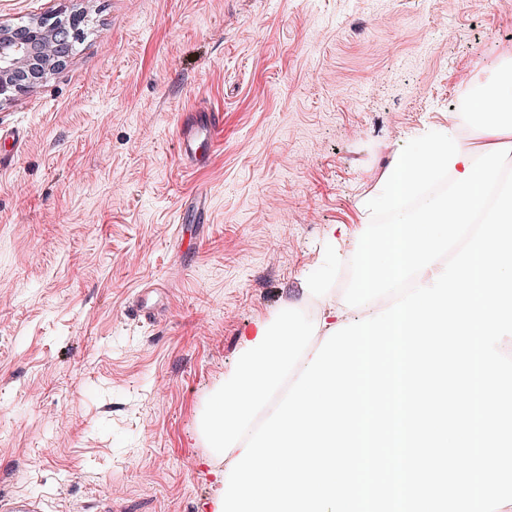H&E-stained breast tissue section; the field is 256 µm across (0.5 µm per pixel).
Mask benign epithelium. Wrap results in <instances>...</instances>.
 Here are the masks:
<instances>
[{
	"instance_id": "obj_1",
	"label": "benign epithelium",
	"mask_w": 512,
	"mask_h": 512,
	"mask_svg": "<svg viewBox=\"0 0 512 512\" xmlns=\"http://www.w3.org/2000/svg\"><path fill=\"white\" fill-rule=\"evenodd\" d=\"M80 17L0 24V103L62 67L80 34Z\"/></svg>"
}]
</instances>
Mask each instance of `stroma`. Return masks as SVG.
I'll return each instance as SVG.
<instances>
[{
    "mask_svg": "<svg viewBox=\"0 0 512 512\" xmlns=\"http://www.w3.org/2000/svg\"><path fill=\"white\" fill-rule=\"evenodd\" d=\"M62 12L82 17L65 64L0 104L21 132L0 169V495L210 512L199 418L241 335L302 300L409 132L512 62V0H0L3 24ZM200 112L223 131L193 170ZM200 189L207 222L175 226ZM222 131V123L217 113H208L195 118L182 127L180 134L181 153L191 162L200 159V143L206 141L212 143Z\"/></svg>",
    "mask_w": 512,
    "mask_h": 512,
    "instance_id": "1",
    "label": "stroma"
}]
</instances>
